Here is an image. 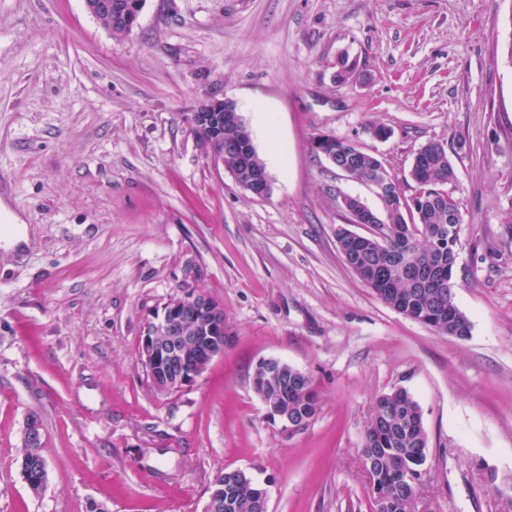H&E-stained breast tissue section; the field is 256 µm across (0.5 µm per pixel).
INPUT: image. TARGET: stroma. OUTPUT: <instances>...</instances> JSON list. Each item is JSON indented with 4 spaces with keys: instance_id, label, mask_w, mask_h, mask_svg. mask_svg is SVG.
Masks as SVG:
<instances>
[{
    "instance_id": "stroma-1",
    "label": "stroma",
    "mask_w": 512,
    "mask_h": 512,
    "mask_svg": "<svg viewBox=\"0 0 512 512\" xmlns=\"http://www.w3.org/2000/svg\"><path fill=\"white\" fill-rule=\"evenodd\" d=\"M512 0H145L123 39L84 0H0V512H204L245 471L268 512H372L359 448L378 396L406 388L428 432L412 512H512ZM363 77L334 79L339 53ZM233 101L271 189L239 186L187 116ZM383 126L390 137L378 139ZM327 134L413 194L446 143L461 242L456 339L385 304L336 246L341 195L373 189L315 155ZM229 342L177 393L142 364L146 323L188 288ZM275 358L310 374L302 431L252 386ZM47 477L20 473L28 415Z\"/></svg>"
}]
</instances>
